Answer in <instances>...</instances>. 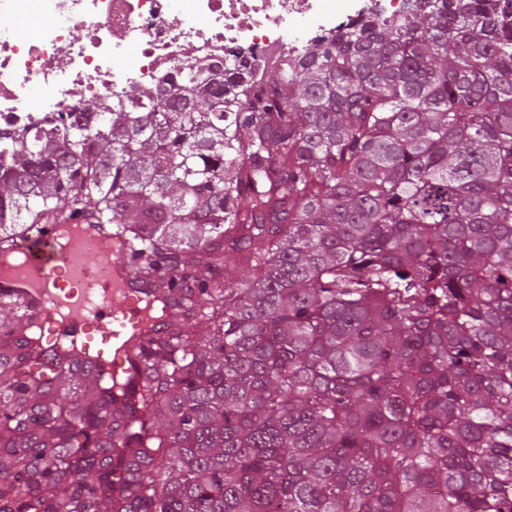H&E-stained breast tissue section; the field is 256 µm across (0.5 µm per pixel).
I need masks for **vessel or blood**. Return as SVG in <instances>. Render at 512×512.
<instances>
[{
    "instance_id": "1",
    "label": "vessel or blood",
    "mask_w": 512,
    "mask_h": 512,
    "mask_svg": "<svg viewBox=\"0 0 512 512\" xmlns=\"http://www.w3.org/2000/svg\"><path fill=\"white\" fill-rule=\"evenodd\" d=\"M109 238L95 224L65 246L57 225H39L15 240L19 262L0 273V288L30 306L56 344L111 356L118 371L128 346L146 334L150 299L136 286L125 247L102 250Z\"/></svg>"
}]
</instances>
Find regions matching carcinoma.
<instances>
[{
	"instance_id": "1",
	"label": "carcinoma",
	"mask_w": 512,
	"mask_h": 512,
	"mask_svg": "<svg viewBox=\"0 0 512 512\" xmlns=\"http://www.w3.org/2000/svg\"><path fill=\"white\" fill-rule=\"evenodd\" d=\"M202 74L0 131V253L104 224L167 322L0 321V512H512V0Z\"/></svg>"
}]
</instances>
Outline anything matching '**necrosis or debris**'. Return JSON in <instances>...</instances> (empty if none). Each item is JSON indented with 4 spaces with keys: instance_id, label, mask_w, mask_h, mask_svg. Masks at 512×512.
<instances>
[{
    "instance_id": "obj_1",
    "label": "necrosis or debris",
    "mask_w": 512,
    "mask_h": 512,
    "mask_svg": "<svg viewBox=\"0 0 512 512\" xmlns=\"http://www.w3.org/2000/svg\"><path fill=\"white\" fill-rule=\"evenodd\" d=\"M0 15L16 20L0 30L7 131L78 115L93 98L130 103L191 59L258 72L355 17L336 0H0Z\"/></svg>"
}]
</instances>
